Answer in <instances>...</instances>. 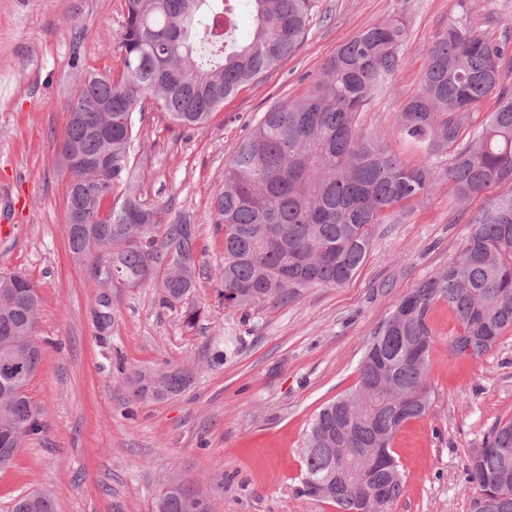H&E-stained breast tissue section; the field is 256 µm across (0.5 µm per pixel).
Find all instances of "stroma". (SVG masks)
Returning <instances> with one entry per match:
<instances>
[{
	"label": "stroma",
	"mask_w": 512,
	"mask_h": 512,
	"mask_svg": "<svg viewBox=\"0 0 512 512\" xmlns=\"http://www.w3.org/2000/svg\"><path fill=\"white\" fill-rule=\"evenodd\" d=\"M304 45L243 86L205 128L171 123L162 109L135 117L130 166L141 195L162 210L155 238L176 214L196 226L200 286L183 307H161L153 284L102 289L90 265L75 264L65 236L69 173L62 139L88 73L119 76L125 0H0V275L26 274L42 299L44 348L27 393L42 431L0 468V512L21 493L47 490L57 512H152L163 477L221 484L215 512H337L301 492L303 441L321 407L354 390L374 331L425 278L463 246L466 224L439 182L406 219L378 225L369 254L340 288H315L297 302L242 315L224 307L214 273L224 237L213 196L230 149L277 102L303 96L336 48L366 24L405 15L403 64L360 114L388 135L408 167L418 150L395 134L415 95L432 42L460 13L512 56V0H314ZM108 295L107 320L95 301ZM187 305V306H188ZM436 336L427 382L429 413L393 441L404 492L391 512H470L467 474L496 425L512 420V329L477 359L452 355L458 322L445 303L430 315ZM235 348L213 361L227 338ZM193 367L182 394L134 396L145 370Z\"/></svg>",
	"instance_id": "stroma-1"
}]
</instances>
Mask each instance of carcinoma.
<instances>
[{"label": "carcinoma", "instance_id": "obj_1", "mask_svg": "<svg viewBox=\"0 0 512 512\" xmlns=\"http://www.w3.org/2000/svg\"><path fill=\"white\" fill-rule=\"evenodd\" d=\"M254 17L241 39L237 9ZM313 0H126L120 43V78L91 75L78 90L58 145L64 169L78 154L81 169L72 206L79 223L65 224L75 261L91 263L104 288H138L144 273L171 308L198 288L196 235L184 215L170 219L162 240L152 235L161 210L135 188L128 155L133 114L153 100L173 122L202 128L241 87L274 68L303 45ZM409 26L402 17L375 21L336 49L309 94L276 103L252 134L234 144L224 165V184L214 197V224L224 235L219 287L236 288L230 310L288 306L312 288L346 285L364 263L376 225L405 215L440 179L458 206L512 181V85L502 83L506 48L461 16L429 49L419 91L402 108L397 135L421 151L404 166L388 138L364 131L358 118L402 65ZM497 99L482 130L464 139L470 113L487 96ZM451 154L438 171L433 159ZM117 195L108 210L104 201ZM448 304L460 331L449 341L456 356L479 358L512 329V190L487 198L467 220L458 256L420 282L396 305L365 348L355 391L325 406L304 440L302 493L358 512L376 498L391 512L404 490L401 473L378 468L358 479L368 448L392 444L407 421L424 416L435 337L429 315ZM41 298L27 276H0V447L18 448L41 431V411L27 393L44 353L35 336ZM136 379V395H178L195 378L174 365ZM489 482L512 512V420L498 426L473 458L471 503ZM214 491L166 477L153 512H188L187 503ZM11 512H56L47 491L23 493Z\"/></svg>", "mask_w": 512, "mask_h": 512}]
</instances>
